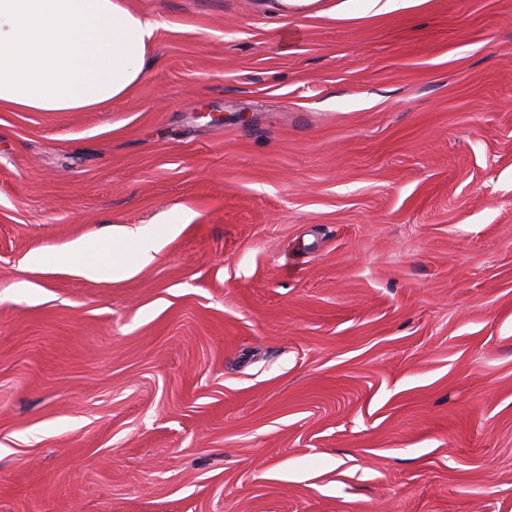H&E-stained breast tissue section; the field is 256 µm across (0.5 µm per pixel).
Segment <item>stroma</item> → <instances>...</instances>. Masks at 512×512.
Segmentation results:
<instances>
[{
	"mask_svg": "<svg viewBox=\"0 0 512 512\" xmlns=\"http://www.w3.org/2000/svg\"><path fill=\"white\" fill-rule=\"evenodd\" d=\"M132 4L127 96L0 110V512H512V0ZM162 240L154 230L112 228L109 238H79L54 253L51 263L88 280H121L155 261Z\"/></svg>",
	"mask_w": 512,
	"mask_h": 512,
	"instance_id": "stroma-1",
	"label": "stroma"
}]
</instances>
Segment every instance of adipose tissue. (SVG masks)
Returning a JSON list of instances; mask_svg holds the SVG:
<instances>
[{
    "mask_svg": "<svg viewBox=\"0 0 512 512\" xmlns=\"http://www.w3.org/2000/svg\"><path fill=\"white\" fill-rule=\"evenodd\" d=\"M158 27L129 0H0V108L15 112L102 110L127 95L151 65ZM164 236L113 228L79 238L51 259L86 279L121 280L155 261Z\"/></svg>",
    "mask_w": 512,
    "mask_h": 512,
    "instance_id": "1",
    "label": "adipose tissue"
}]
</instances>
